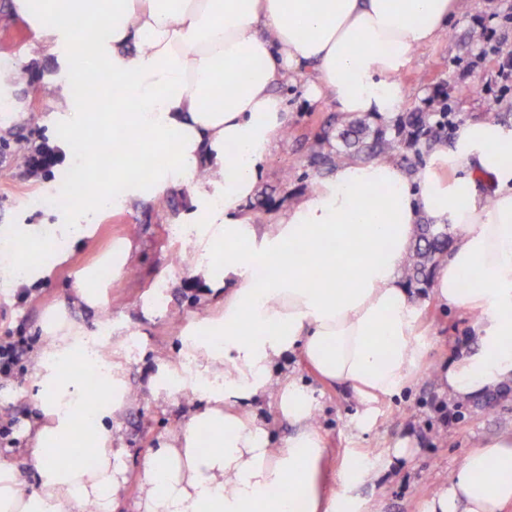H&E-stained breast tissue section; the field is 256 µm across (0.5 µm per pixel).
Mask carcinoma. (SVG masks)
Listing matches in <instances>:
<instances>
[{
    "mask_svg": "<svg viewBox=\"0 0 512 512\" xmlns=\"http://www.w3.org/2000/svg\"><path fill=\"white\" fill-rule=\"evenodd\" d=\"M77 87L80 95L91 101L112 97V85L104 84L94 75H83ZM338 143L316 154L313 162L332 168L346 160L364 155L369 159H393L403 151H411L422 159L424 152L438 140L448 137V92L438 85L430 98V111L414 109L386 120L378 115H339ZM453 234L446 224L421 221L410 246L409 260L404 268V282L419 296L426 294L439 262L448 255Z\"/></svg>",
    "mask_w": 512,
    "mask_h": 512,
    "instance_id": "1",
    "label": "carcinoma"
}]
</instances>
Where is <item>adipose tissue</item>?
<instances>
[{"instance_id": "obj_1", "label": "adipose tissue", "mask_w": 512, "mask_h": 512, "mask_svg": "<svg viewBox=\"0 0 512 512\" xmlns=\"http://www.w3.org/2000/svg\"><path fill=\"white\" fill-rule=\"evenodd\" d=\"M12 8L35 52L75 75L108 74L119 90L101 109L73 84L49 86L68 160L97 166V154L79 151L92 125L106 139L138 140L136 152L112 151L125 208L190 177L192 205H215L219 218L197 231L190 273L205 295H223L224 319L183 336L181 363L161 362L149 380L157 400L183 387L197 403L141 461L138 512H345L348 500L327 487L314 391L282 375L281 362L301 351L323 381L352 392L357 427L372 424L374 400L400 393L424 356L420 305L402 279L420 217L449 225L456 239L435 270L432 298L480 312L475 345L435 370L440 394L468 401L512 381V130L469 121L414 175L393 161L348 160L276 222L244 212L290 120L277 85L303 80L338 112L391 117L400 107L395 75L450 30L459 0H12ZM450 170L457 178L447 179ZM111 203L107 186L83 184L54 237L81 245ZM40 243L37 227L24 224L0 244V288L45 278ZM301 248L354 278H318ZM44 339L35 362L44 421L31 449L39 487L26 492L0 469V512H112L123 480L112 424L129 398L125 368L92 356V335L65 316ZM86 371L103 372L111 389L90 406ZM266 397L295 428L280 445L254 410ZM86 448L94 466L83 461ZM511 505L505 433L471 450L425 512Z\"/></svg>"}]
</instances>
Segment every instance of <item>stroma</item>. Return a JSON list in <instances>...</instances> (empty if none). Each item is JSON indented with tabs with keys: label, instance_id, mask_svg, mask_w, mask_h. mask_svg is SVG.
Masks as SVG:
<instances>
[{
	"label": "stroma",
	"instance_id": "1",
	"mask_svg": "<svg viewBox=\"0 0 512 512\" xmlns=\"http://www.w3.org/2000/svg\"><path fill=\"white\" fill-rule=\"evenodd\" d=\"M12 0H0V65L15 64L20 80L11 82V100L17 109L0 111V232L12 234L16 225L51 226L67 214L57 204L62 176L77 178L75 165L56 158L53 166L30 175L14 165L15 159L36 145L53 144L59 129V114L47 91L49 84L70 80V72L55 56L33 57L32 33L27 23L11 12ZM458 23L434 42L417 50L401 85V109L424 106L431 94L429 81L453 77L455 85L470 87L466 96L455 97L449 115L453 126L449 139L466 120L483 118L512 128V89H501L490 79L498 69L512 65V0H461ZM486 31L491 52L470 44L473 29ZM291 109L288 138L271 150L266 169L248 204L257 222L267 221L288 208L299 196L310 192L329 176L327 168L312 164L325 133L336 130V106L332 100H310L304 85L283 88ZM499 100L497 110H487L488 98ZM191 181L169 187L158 198L145 200L138 208H111L98 218L97 227L83 247L63 245L60 251L42 254L50 275L39 287L19 299L8 288H0V336L5 332L26 336L32 351L43 344V329L53 315L63 312L70 319L96 332L100 321H108L112 338L102 350L112 354L113 343L132 344L123 364L129 400L113 434L120 437L128 456L122 457L125 482L116 499L115 512H134L139 497V463L151 455L164 435L185 425L191 416V400L178 396L165 404L155 402L148 380L161 359L176 360L186 331L205 318L223 315L224 301L208 298L200 291L186 265H173L172 255L182 249L181 230L212 221L209 208L189 204ZM130 237L139 250L134 267L103 280L108 306L99 313L74 304L82 268L93 263L113 241ZM166 291V304L151 302L156 286ZM477 312L443 310L431 299L421 305L420 330L426 346L416 375L401 395L380 399L375 422L363 432L355 426L357 406L345 389L323 383L301 357H292L289 367L315 391L316 421L320 425L328 455V480L340 491L342 476L360 453L384 456L404 437L416 448L413 460L393 467L389 473L353 490L354 512H422L433 491L449 479L466 454L481 441L512 433V385L493 391L491 403L451 402L440 395L433 368L470 345ZM33 360H26L17 379L0 387V411L15 419L13 450L0 446V469L13 471L25 489L37 486L31 454L26 453L29 425L42 420L36 396Z\"/></svg>",
	"mask_w": 512,
	"mask_h": 512
}]
</instances>
